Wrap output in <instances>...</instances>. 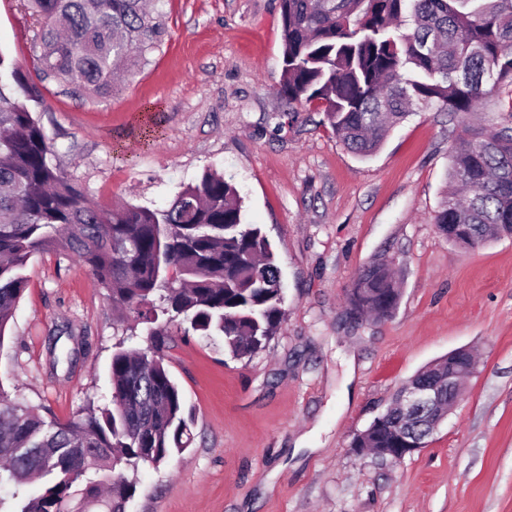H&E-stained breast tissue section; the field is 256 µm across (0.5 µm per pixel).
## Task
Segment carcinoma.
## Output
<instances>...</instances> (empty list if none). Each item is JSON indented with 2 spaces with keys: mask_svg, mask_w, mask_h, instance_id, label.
<instances>
[{
  "mask_svg": "<svg viewBox=\"0 0 512 512\" xmlns=\"http://www.w3.org/2000/svg\"><path fill=\"white\" fill-rule=\"evenodd\" d=\"M39 25V74L73 93L107 95L123 73L164 44V0H26ZM280 93L290 105L318 101L336 137L372 156L410 113L478 111L486 85L512 109V0H280ZM22 66L0 50V337L22 297L29 258L75 256L112 301L149 325L152 354L112 356L111 398L76 422L45 420L0 389V512H124L142 466L187 447L191 417L165 366V336L189 324L221 336L245 358L265 347L285 316L281 271L267 236L245 222L235 185L215 169L167 207L104 209L65 177L27 101ZM450 189L434 223L466 225L475 247L512 227V134L464 126L450 152ZM395 272L373 262L357 276V313L394 314ZM429 411L371 424L356 448H402L420 439ZM24 448L23 454L14 449ZM43 482L33 492V479Z\"/></svg>",
  "mask_w": 512,
  "mask_h": 512,
  "instance_id": "obj_1",
  "label": "carcinoma"
}]
</instances>
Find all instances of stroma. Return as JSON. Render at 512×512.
Here are the masks:
<instances>
[{"instance_id": "stroma-1", "label": "stroma", "mask_w": 512, "mask_h": 512, "mask_svg": "<svg viewBox=\"0 0 512 512\" xmlns=\"http://www.w3.org/2000/svg\"><path fill=\"white\" fill-rule=\"evenodd\" d=\"M161 49L116 94L68 92L36 71L37 24L0 0V51L36 90L30 104L64 175L98 205L164 207L212 168L276 254L285 318L251 357L222 337L168 341L192 415L188 448L140 468L125 512H512V238L448 242L433 217L465 118L408 116L380 149L349 152L318 104L280 95L279 0H166ZM394 261L401 301L354 314L359 271ZM0 339V388L75 421L110 397L117 343L150 344L72 255L34 254ZM468 347L479 360L425 447L390 464L356 436L418 370Z\"/></svg>"}]
</instances>
